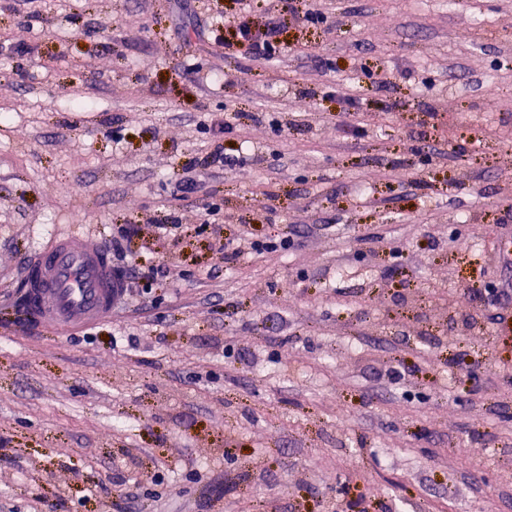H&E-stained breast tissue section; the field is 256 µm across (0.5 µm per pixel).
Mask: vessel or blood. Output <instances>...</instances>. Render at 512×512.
<instances>
[{"instance_id":"obj_1","label":"vessel or blood","mask_w":512,"mask_h":512,"mask_svg":"<svg viewBox=\"0 0 512 512\" xmlns=\"http://www.w3.org/2000/svg\"><path fill=\"white\" fill-rule=\"evenodd\" d=\"M125 288L101 241L82 232L58 236L25 269L26 320L53 332L87 328L111 315Z\"/></svg>"}]
</instances>
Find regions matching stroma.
Segmentation results:
<instances>
[{
	"label": "stroma",
	"mask_w": 512,
	"mask_h": 512,
	"mask_svg": "<svg viewBox=\"0 0 512 512\" xmlns=\"http://www.w3.org/2000/svg\"><path fill=\"white\" fill-rule=\"evenodd\" d=\"M305 6L265 62L234 0H0V512H512V0ZM121 224L163 273L27 329L34 250Z\"/></svg>",
	"instance_id": "obj_1"
}]
</instances>
